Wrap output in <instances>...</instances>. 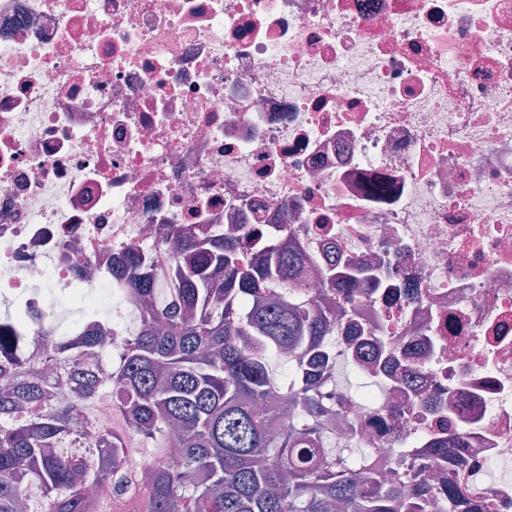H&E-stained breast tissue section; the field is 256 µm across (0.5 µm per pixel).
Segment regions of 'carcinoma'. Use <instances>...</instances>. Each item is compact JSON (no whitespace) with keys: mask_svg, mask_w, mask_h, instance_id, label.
<instances>
[{"mask_svg":"<svg viewBox=\"0 0 512 512\" xmlns=\"http://www.w3.org/2000/svg\"><path fill=\"white\" fill-rule=\"evenodd\" d=\"M253 231L216 238L204 229L182 243L170 299L155 302L152 274L138 253L112 269L118 293L139 305L138 330L125 338L112 370L68 372L71 362L95 361L104 337L87 334L47 352L73 387L77 410L103 387L112 389L127 433L152 442L143 478L117 473L125 434L94 433L75 425L70 410L55 409V377L33 371L14 354L17 331L0 319V512H20L23 491L41 489L45 512H103L87 488L113 482L115 497L142 500L146 512H484L469 499L451 439L426 450L410 443L401 453L406 470L377 468L374 449L336 447L326 432L328 410L318 391L336 371L329 339L336 311L308 298L299 280L302 244L275 232L266 240L268 260L245 259ZM220 270L222 303L212 299V272ZM369 282L363 269L333 263L323 293ZM403 358L378 342V363L363 371L383 386L389 367ZM36 408L27 421L16 413ZM70 435L90 441L92 456L61 451ZM448 462V486L429 482L433 465Z\"/></svg>","mask_w":512,"mask_h":512,"instance_id":"carcinoma-1","label":"carcinoma"}]
</instances>
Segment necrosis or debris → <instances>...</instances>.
Instances as JSON below:
<instances>
[{
  "label": "necrosis or debris",
  "mask_w": 512,
  "mask_h": 512,
  "mask_svg": "<svg viewBox=\"0 0 512 512\" xmlns=\"http://www.w3.org/2000/svg\"><path fill=\"white\" fill-rule=\"evenodd\" d=\"M244 224L287 225L308 287L370 269L366 336L422 366L412 400L349 399L337 445L389 471L397 439L453 436L512 512V0H0V296L25 352L125 335L127 250L162 300L183 239ZM372 277H364L363 269L354 267L349 264L343 265L336 263V261L325 271L322 278V288L320 291L323 293L336 294L337 292L344 291L346 287L352 283L364 282L369 283Z\"/></svg>",
  "instance_id": "necrosis-or-debris-1"
}]
</instances>
